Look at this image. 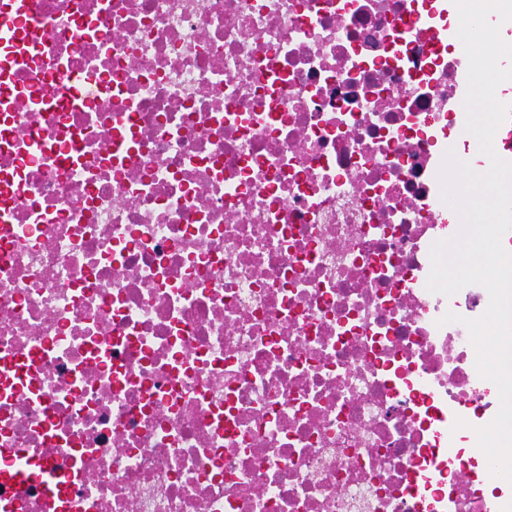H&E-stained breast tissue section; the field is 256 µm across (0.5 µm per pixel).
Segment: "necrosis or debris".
<instances>
[{
  "instance_id": "4bbe7bcc",
  "label": "necrosis or debris",
  "mask_w": 512,
  "mask_h": 512,
  "mask_svg": "<svg viewBox=\"0 0 512 512\" xmlns=\"http://www.w3.org/2000/svg\"><path fill=\"white\" fill-rule=\"evenodd\" d=\"M458 27L31 0L0 57L61 104L0 109V512H512L468 446L500 405L463 324L488 292L427 288L449 125L479 153Z\"/></svg>"
}]
</instances>
